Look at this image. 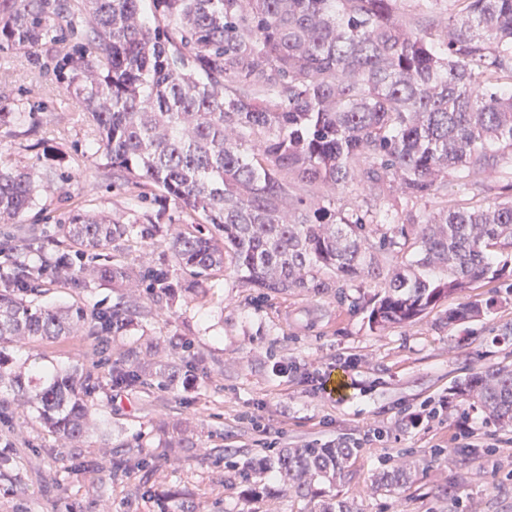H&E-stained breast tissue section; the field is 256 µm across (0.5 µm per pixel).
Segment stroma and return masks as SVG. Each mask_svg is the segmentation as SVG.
Here are the masks:
<instances>
[{
    "mask_svg": "<svg viewBox=\"0 0 512 512\" xmlns=\"http://www.w3.org/2000/svg\"><path fill=\"white\" fill-rule=\"evenodd\" d=\"M45 47L0 52V164L36 165L49 188L16 223L0 224V267L38 265L60 248L58 230L76 211L124 224L155 223L150 239L132 236L111 261L165 268L171 288L131 293L82 277L62 286L38 281L27 299L42 306L78 301L97 312L133 308L131 322L0 353L10 368L79 367L94 388L102 428L67 443L23 416L0 392V512H318L346 499L356 512H512V430L499 428L457 392L474 372L512 364V290L483 281L459 301L494 299L482 318L449 324L447 305L407 325L370 329L361 304L378 291L355 282L315 293L260 294L233 268L194 280L176 265L168 227L183 218L172 200L138 199L122 187L77 101L52 70L35 66ZM362 204L408 215L436 212L440 199L408 202L389 187H351L337 209ZM122 368L162 371L159 382L115 387ZM470 413L474 447L455 440ZM421 417L411 426L410 415ZM280 447L345 442L359 449L340 480L315 496L285 488L274 471L246 483L241 473ZM409 459V485L373 490L374 476ZM132 461L110 475L111 466Z\"/></svg>",
    "mask_w": 512,
    "mask_h": 512,
    "instance_id": "1",
    "label": "stroma"
}]
</instances>
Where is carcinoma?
Segmentation results:
<instances>
[{
	"label": "carcinoma",
	"instance_id": "obj_1",
	"mask_svg": "<svg viewBox=\"0 0 512 512\" xmlns=\"http://www.w3.org/2000/svg\"><path fill=\"white\" fill-rule=\"evenodd\" d=\"M0 0V51L50 44L58 83L91 117L98 149L128 186L156 189L192 224L170 244L197 277L232 266L260 291H323L370 280L371 328L411 323L473 283L512 278V183L475 199L470 176L512 171V0ZM463 199L419 219V229L377 233L360 208L336 210L351 186L396 184L405 198ZM33 167L0 170V224H13L41 186ZM153 225L79 213L62 225L66 249L49 271L78 278L74 259ZM401 258L386 268L381 257ZM120 287L171 286L165 269L93 267ZM493 301L448 307V323L479 318ZM127 313L84 304L43 307L0 290V342H36L123 326ZM0 388L51 432L73 442L96 412L84 377L60 372ZM127 388L144 373L120 371ZM470 405L512 428V367L472 374ZM358 449L344 443L285 448L262 468L301 495L341 477ZM405 460L374 478L396 491Z\"/></svg>",
	"mask_w": 512,
	"mask_h": 512
}]
</instances>
